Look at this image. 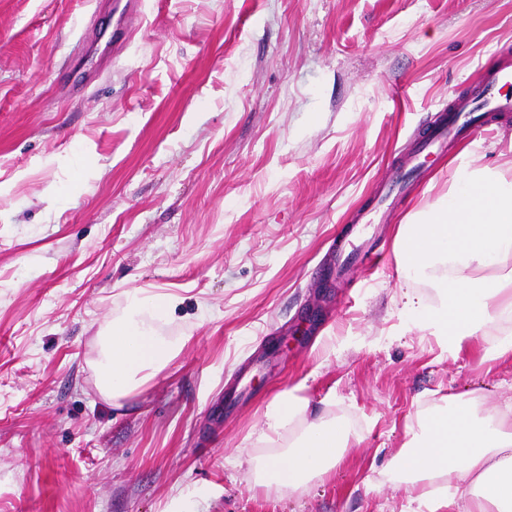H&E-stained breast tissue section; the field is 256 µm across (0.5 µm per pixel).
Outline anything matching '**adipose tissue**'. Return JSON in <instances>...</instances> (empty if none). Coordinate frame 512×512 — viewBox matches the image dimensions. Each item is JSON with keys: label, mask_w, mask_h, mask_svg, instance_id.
Segmentation results:
<instances>
[{"label": "adipose tissue", "mask_w": 512, "mask_h": 512, "mask_svg": "<svg viewBox=\"0 0 512 512\" xmlns=\"http://www.w3.org/2000/svg\"><path fill=\"white\" fill-rule=\"evenodd\" d=\"M396 245L400 270L436 290L435 301L413 296L407 307L449 348L511 320L512 276L487 270L512 263V160L503 168L460 161L447 195L400 225ZM176 304L168 294L130 293L127 313L108 327L105 395H127L178 355L139 319L145 310L165 317ZM408 431L411 444L395 461L411 490L406 512H449L463 497L467 512H512V403L483 412L476 400L458 401L443 414H417ZM348 439L344 424L315 418L307 399L278 395L259 435L269 453L250 462L254 481L297 492L336 467Z\"/></svg>", "instance_id": "adipose-tissue-1"}]
</instances>
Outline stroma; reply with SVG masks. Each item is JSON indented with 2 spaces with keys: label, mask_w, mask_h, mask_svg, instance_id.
Masks as SVG:
<instances>
[{
  "label": "stroma",
  "mask_w": 512,
  "mask_h": 512,
  "mask_svg": "<svg viewBox=\"0 0 512 512\" xmlns=\"http://www.w3.org/2000/svg\"><path fill=\"white\" fill-rule=\"evenodd\" d=\"M124 3L0 0V512H405L407 422L512 401L498 330L422 329L395 245L462 147L512 160V112L481 111L407 158L512 65V0ZM344 238L375 257L340 280ZM134 288L178 296L151 325L185 346L113 402L95 363ZM284 392L351 434L293 494L235 465ZM469 118V103L461 102L457 108L454 120L448 124V128L443 130L434 140L433 145L438 149L448 142V139L453 138L458 128L465 124ZM462 121V122H461Z\"/></svg>",
  "instance_id": "35a3bbf8"
}]
</instances>
